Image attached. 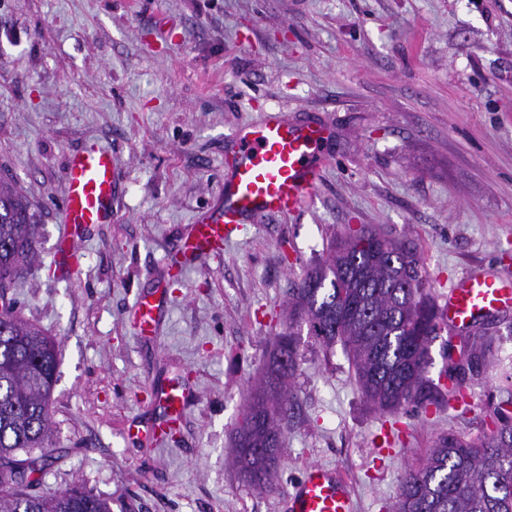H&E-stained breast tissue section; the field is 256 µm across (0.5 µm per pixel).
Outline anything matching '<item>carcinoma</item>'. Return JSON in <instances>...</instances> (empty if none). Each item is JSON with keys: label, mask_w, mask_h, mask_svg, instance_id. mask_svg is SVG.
Listing matches in <instances>:
<instances>
[{"label": "carcinoma", "mask_w": 512, "mask_h": 512, "mask_svg": "<svg viewBox=\"0 0 512 512\" xmlns=\"http://www.w3.org/2000/svg\"><path fill=\"white\" fill-rule=\"evenodd\" d=\"M38 215L17 183L0 175V288L37 254ZM348 353L356 382L374 407L397 412L460 401L457 387L442 389L428 377L429 347L448 325L427 291L420 259L409 244L380 227H361L333 240L322 263L288 289V323L271 336L266 374L280 391L245 407L235 437V464L251 482L270 488L282 443L267 425L268 408L287 404L298 355L295 328ZM469 367L493 356L485 328L461 337ZM55 343L14 310L0 312V512H112L111 500L83 487L53 498L29 492L52 458L50 397L56 381ZM497 407L498 422L476 436L441 435L427 456L402 475L393 512H512V417Z\"/></svg>", "instance_id": "cac0c4a2"}]
</instances>
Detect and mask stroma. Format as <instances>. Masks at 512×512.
Segmentation results:
<instances>
[{"instance_id": "obj_1", "label": "stroma", "mask_w": 512, "mask_h": 512, "mask_svg": "<svg viewBox=\"0 0 512 512\" xmlns=\"http://www.w3.org/2000/svg\"><path fill=\"white\" fill-rule=\"evenodd\" d=\"M329 126L306 205L242 225L223 257L182 274L171 246L224 187L238 129L273 111ZM95 142L120 170L112 223L51 270L68 153ZM39 218L37 258L10 297L58 346L53 463L112 512H283L305 469L389 512L405 467L454 431L475 436L512 394V309L485 317L491 363L465 405L374 410L341 346L300 334L273 489L244 478L235 429L263 375L288 290L330 240L377 225L418 250L440 295L477 270L512 276V0H0V172ZM161 288L157 336L131 327ZM191 392L178 433L134 437L154 393Z\"/></svg>"}]
</instances>
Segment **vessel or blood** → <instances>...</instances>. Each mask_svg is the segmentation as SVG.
Returning <instances> with one entry per match:
<instances>
[{
  "label": "vessel or blood",
  "mask_w": 512,
  "mask_h": 512,
  "mask_svg": "<svg viewBox=\"0 0 512 512\" xmlns=\"http://www.w3.org/2000/svg\"><path fill=\"white\" fill-rule=\"evenodd\" d=\"M329 127L268 119L243 131L238 153L214 207L192 224L168 267L186 269L202 256L220 257L238 228L267 214L301 209L328 161ZM117 163L108 149L89 146L66 158L61 222L63 232L53 265L73 275L80 271L74 240L91 224L111 223L115 216ZM512 308V279L469 274L449 287L442 311L449 326L461 328L488 314ZM161 322L159 291L141 293L135 302L136 335H156ZM185 395L179 384L157 393V416L144 434L154 438L169 422L180 420ZM284 512H355L349 484L333 469L313 465L283 501Z\"/></svg>",
  "instance_id": "1"
}]
</instances>
